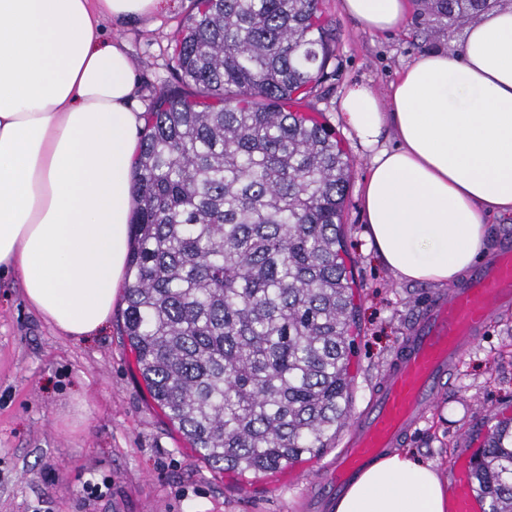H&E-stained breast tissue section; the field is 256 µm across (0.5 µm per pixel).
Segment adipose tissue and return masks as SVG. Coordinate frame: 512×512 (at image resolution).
Returning <instances> with one entry per match:
<instances>
[{
    "mask_svg": "<svg viewBox=\"0 0 512 512\" xmlns=\"http://www.w3.org/2000/svg\"><path fill=\"white\" fill-rule=\"evenodd\" d=\"M159 3L0 0V273L77 340L108 324L124 280L145 123L126 46L105 40L102 23ZM341 8L364 31L390 33L410 0ZM340 112L369 151L360 201L382 264L403 282L455 281L487 249L486 214H512V4L449 49L418 54L385 93L351 86ZM334 512H448V485L396 452L365 468Z\"/></svg>",
    "mask_w": 512,
    "mask_h": 512,
    "instance_id": "ef3b65f1",
    "label": "adipose tissue"
}]
</instances>
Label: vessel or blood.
<instances>
[{
	"label": "vessel or blood",
	"mask_w": 512,
	"mask_h": 512,
	"mask_svg": "<svg viewBox=\"0 0 512 512\" xmlns=\"http://www.w3.org/2000/svg\"><path fill=\"white\" fill-rule=\"evenodd\" d=\"M512 306V244H499L467 282L431 298L410 336L390 362L371 405L356 423L348 448L336 457L328 492L341 493L373 459L399 447L433 408L438 393L462 353L481 334L493 309ZM453 512H483L466 465L453 484Z\"/></svg>",
	"instance_id": "obj_1"
}]
</instances>
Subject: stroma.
<instances>
[{
	"label": "stroma",
	"mask_w": 512,
	"mask_h": 512,
	"mask_svg": "<svg viewBox=\"0 0 512 512\" xmlns=\"http://www.w3.org/2000/svg\"><path fill=\"white\" fill-rule=\"evenodd\" d=\"M190 5L165 0L148 18L103 23L105 39L128 46L140 112L171 79L174 39ZM323 10L336 27V55L320 96L305 99L301 109L323 113L353 163L342 222L357 286L350 373L358 414L424 304L443 287L398 281L366 240L359 195L368 154L346 127L339 101L356 83L385 90L416 55L447 47L449 35L421 39L425 22L415 10L402 30L375 35L360 30L340 0H324ZM123 309L116 302L100 333L75 340L27 305L15 276L0 278V512H322L318 479L345 448L349 428L322 453L304 455L302 467L285 478L212 470L147 390L121 332ZM509 419L512 310L492 317L403 448L449 482L459 449L478 451L498 422ZM102 480L109 490L84 504L83 484Z\"/></svg>",
	"instance_id": "35a3bbf8"
}]
</instances>
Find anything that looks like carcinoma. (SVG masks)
Instances as JSON below:
<instances>
[{"label": "carcinoma", "instance_id": "1", "mask_svg": "<svg viewBox=\"0 0 512 512\" xmlns=\"http://www.w3.org/2000/svg\"><path fill=\"white\" fill-rule=\"evenodd\" d=\"M443 21L487 0H420ZM335 34L320 0H193L174 86L147 112L122 330L169 421L212 468L281 469L336 439L352 401L351 161L294 109ZM472 481L512 512V431Z\"/></svg>", "mask_w": 512, "mask_h": 512}]
</instances>
